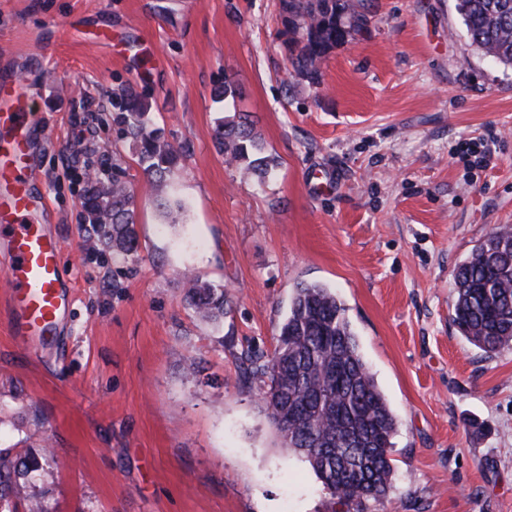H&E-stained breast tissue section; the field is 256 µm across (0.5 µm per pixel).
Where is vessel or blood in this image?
Wrapping results in <instances>:
<instances>
[{
    "label": "vessel or blood",
    "instance_id": "vessel-or-blood-1",
    "mask_svg": "<svg viewBox=\"0 0 512 512\" xmlns=\"http://www.w3.org/2000/svg\"><path fill=\"white\" fill-rule=\"evenodd\" d=\"M50 135L25 89L0 77V244L10 257L0 286L11 301L13 327L24 339L55 336L69 292L62 283L57 239L42 222L46 208L33 192L36 133Z\"/></svg>",
    "mask_w": 512,
    "mask_h": 512
}]
</instances>
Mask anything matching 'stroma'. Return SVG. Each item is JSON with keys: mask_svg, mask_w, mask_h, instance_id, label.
<instances>
[{"mask_svg": "<svg viewBox=\"0 0 512 512\" xmlns=\"http://www.w3.org/2000/svg\"><path fill=\"white\" fill-rule=\"evenodd\" d=\"M455 5L368 0L313 84L279 0H0V74L52 131L35 172L71 298L56 342L29 345L0 287V451L54 448L14 512H337L283 450L247 359L273 352L301 282L336 293L399 422L393 487L365 512H512V344L483 352L450 320L454 268L512 227V69L470 45ZM228 78L279 162L265 183L218 149ZM128 86L181 153L168 215L112 126ZM490 127L489 166H465ZM91 158L133 180L131 255L86 248ZM188 272L224 284L222 321L186 304Z\"/></svg>", "mask_w": 512, "mask_h": 512, "instance_id": "35a3bbf8", "label": "stroma"}]
</instances>
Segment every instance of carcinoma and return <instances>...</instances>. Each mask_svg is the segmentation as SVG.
<instances>
[{"label":"carcinoma","instance_id":"carcinoma-1","mask_svg":"<svg viewBox=\"0 0 512 512\" xmlns=\"http://www.w3.org/2000/svg\"><path fill=\"white\" fill-rule=\"evenodd\" d=\"M288 42L299 47L294 70L320 83L329 52L368 24L365 0H280ZM470 44L505 66H512V0H457ZM216 96L226 116L215 139L228 165L266 182L277 163L264 154L255 126L230 112L237 89L226 80ZM112 118L119 137L129 140L144 175L155 187L157 205L171 201L162 187L176 168L178 151L149 128L147 106L130 89L112 97ZM91 238L124 255L136 250L135 190L125 171L112 164V178L90 183L82 202ZM185 300L195 313L219 320L228 313L224 287L198 276L185 280ZM451 321L476 348L494 352L512 342V229L480 241L454 272ZM262 379V400L282 447L305 459L324 490L355 512L385 499L393 486L390 451L397 420L360 353L345 308L330 288L303 282L296 286L269 359L255 367ZM33 455H0V500L17 492V478L39 468Z\"/></svg>","mask_w":512,"mask_h":512}]
</instances>
